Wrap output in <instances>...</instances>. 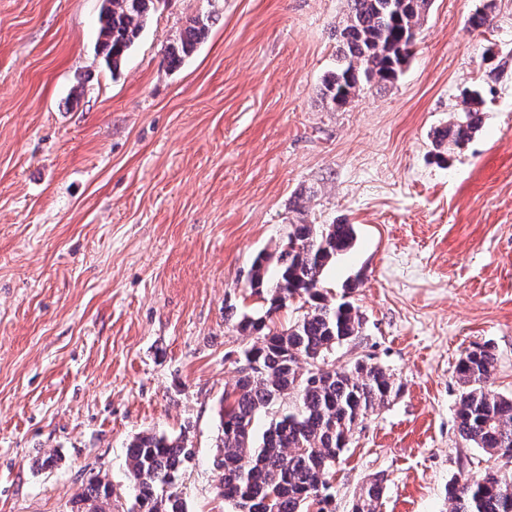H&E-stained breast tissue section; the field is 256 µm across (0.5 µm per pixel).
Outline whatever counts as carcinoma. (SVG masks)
I'll return each mask as SVG.
<instances>
[{"label": "carcinoma", "instance_id": "obj_1", "mask_svg": "<svg viewBox=\"0 0 512 512\" xmlns=\"http://www.w3.org/2000/svg\"><path fill=\"white\" fill-rule=\"evenodd\" d=\"M158 0H104L99 15V47L108 68L117 69ZM342 20L339 65L322 83L331 110L346 105L365 85L393 84L411 54L408 38L420 28L431 0H347ZM209 18H196L180 30L165 56L178 66L205 36ZM483 103L473 89L460 115L437 131L436 146L462 150L480 121ZM351 224H293L273 253L259 256L249 281L260 310L245 311L238 325L254 334L242 351L240 377L224 393L220 443L213 468L219 495L237 512H328L330 480L348 446L353 423L398 394L392 373L358 359L327 367L337 347L355 341L362 317L348 302L333 303L323 292L325 269L352 247ZM299 299L302 316L283 325L274 316ZM308 368L300 370V361ZM496 354L474 346L459 358L456 371L463 392L456 409L460 437L487 459L512 462V396L489 387ZM270 416L262 435L256 417ZM194 451L181 436L142 434L127 449V470L135 492L129 512H186L176 481ZM386 479L374 475L355 496L351 512H379ZM451 512H512V474L496 465L476 479L465 477L448 489ZM75 512H112V485L92 479L73 501Z\"/></svg>", "mask_w": 512, "mask_h": 512}]
</instances>
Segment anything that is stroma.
<instances>
[{
    "label": "stroma",
    "mask_w": 512,
    "mask_h": 512,
    "mask_svg": "<svg viewBox=\"0 0 512 512\" xmlns=\"http://www.w3.org/2000/svg\"><path fill=\"white\" fill-rule=\"evenodd\" d=\"M432 0L397 81L322 100L347 0H157L117 70L103 0H0V512H71L91 478L114 512L138 434L195 449L187 512H235L212 458L219 405L251 342L227 318L258 254L292 225H353L329 301L363 317L331 356L384 365L401 390L358 423L331 512L384 474L381 512H450L481 475L455 414L465 350L494 348L512 395V0ZM211 16L181 65L164 57ZM483 90L448 165L433 136Z\"/></svg>",
    "instance_id": "35a3bbf8"
}]
</instances>
